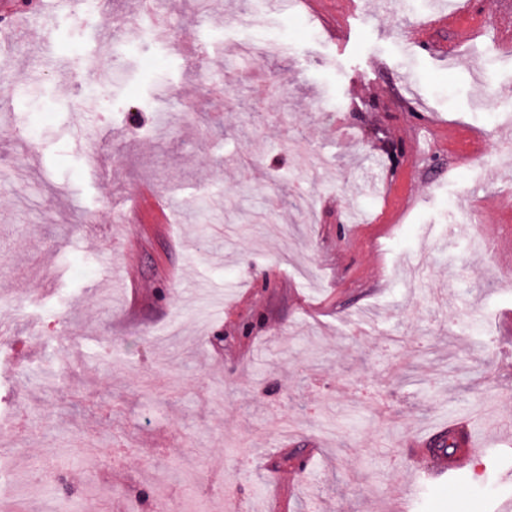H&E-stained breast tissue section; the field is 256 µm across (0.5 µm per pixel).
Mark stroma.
Returning a JSON list of instances; mask_svg holds the SVG:
<instances>
[{
    "instance_id": "stroma-1",
    "label": "stroma",
    "mask_w": 512,
    "mask_h": 512,
    "mask_svg": "<svg viewBox=\"0 0 512 512\" xmlns=\"http://www.w3.org/2000/svg\"><path fill=\"white\" fill-rule=\"evenodd\" d=\"M502 2L470 0L481 39L435 31L447 63L402 46L455 0H178L164 40L129 27L136 0H43L0 59V389L34 421L0 427V470L68 463L82 512H126L134 490L168 512L512 500V434L450 480L408 455L432 425L512 419V251L435 238L454 212L512 227V122L489 96L512 81ZM49 364L64 387L22 373Z\"/></svg>"
}]
</instances>
